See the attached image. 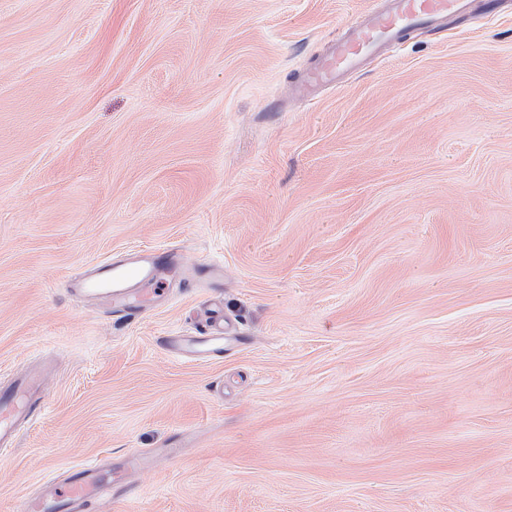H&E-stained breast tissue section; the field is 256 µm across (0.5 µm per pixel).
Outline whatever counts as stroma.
<instances>
[{
  "label": "stroma",
  "mask_w": 512,
  "mask_h": 512,
  "mask_svg": "<svg viewBox=\"0 0 512 512\" xmlns=\"http://www.w3.org/2000/svg\"><path fill=\"white\" fill-rule=\"evenodd\" d=\"M381 2L0 0V377L55 371L0 512L146 450L91 512H512V12L297 97ZM137 246L224 280L68 293ZM215 294L223 361L168 355Z\"/></svg>",
  "instance_id": "35a3bbf8"
}]
</instances>
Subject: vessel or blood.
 Wrapping results in <instances>:
<instances>
[{
  "label": "vessel or blood",
  "instance_id": "obj_1",
  "mask_svg": "<svg viewBox=\"0 0 512 512\" xmlns=\"http://www.w3.org/2000/svg\"><path fill=\"white\" fill-rule=\"evenodd\" d=\"M505 0H384L380 8L362 13L327 47L323 57L297 81L295 92L315 102L322 90L341 86L358 72L367 57L400 45L416 30L442 31L451 18L500 11ZM219 268L202 274L184 269L178 253L143 248L89 267L70 282L79 296L100 297L113 312L134 319L149 306L167 300L172 287H190L197 277H222ZM159 344L169 353L199 363L224 358V314L215 309L208 329L198 335L170 334ZM51 370L28 365L8 386L0 388V453L15 448L32 424L37 404L47 393ZM152 456H128L122 467L99 462L71 467L45 482L39 492L21 499L14 512H89L93 503L128 496L130 473L149 467Z\"/></svg>",
  "mask_w": 512,
  "mask_h": 512
}]
</instances>
